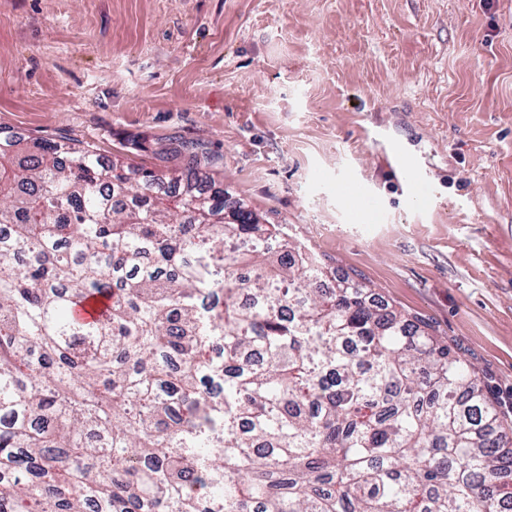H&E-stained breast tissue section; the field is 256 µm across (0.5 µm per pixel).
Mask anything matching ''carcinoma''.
Returning a JSON list of instances; mask_svg holds the SVG:
<instances>
[{
    "label": "carcinoma",
    "mask_w": 512,
    "mask_h": 512,
    "mask_svg": "<svg viewBox=\"0 0 512 512\" xmlns=\"http://www.w3.org/2000/svg\"><path fill=\"white\" fill-rule=\"evenodd\" d=\"M164 154L0 135V512H512L476 368Z\"/></svg>",
    "instance_id": "carcinoma-1"
}]
</instances>
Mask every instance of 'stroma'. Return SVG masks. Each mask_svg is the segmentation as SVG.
<instances>
[{
    "mask_svg": "<svg viewBox=\"0 0 512 512\" xmlns=\"http://www.w3.org/2000/svg\"><path fill=\"white\" fill-rule=\"evenodd\" d=\"M0 129L203 148L512 415V0H0Z\"/></svg>",
    "mask_w": 512,
    "mask_h": 512,
    "instance_id": "1",
    "label": "stroma"
}]
</instances>
